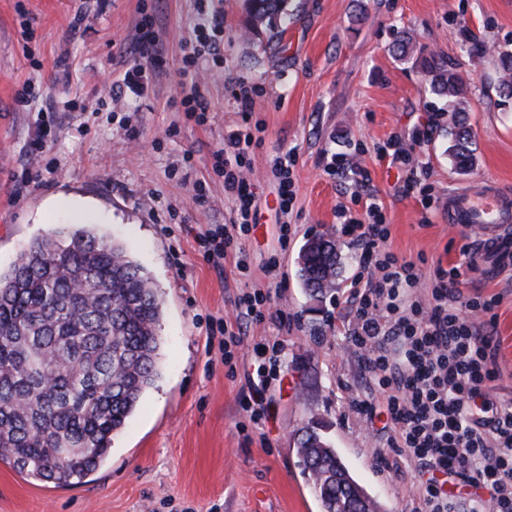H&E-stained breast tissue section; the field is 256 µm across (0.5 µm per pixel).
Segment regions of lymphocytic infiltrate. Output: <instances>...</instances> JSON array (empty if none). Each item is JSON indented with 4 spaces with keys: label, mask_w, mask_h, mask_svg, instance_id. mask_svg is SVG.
<instances>
[{
    "label": "lymphocytic infiltrate",
    "mask_w": 512,
    "mask_h": 512,
    "mask_svg": "<svg viewBox=\"0 0 512 512\" xmlns=\"http://www.w3.org/2000/svg\"><path fill=\"white\" fill-rule=\"evenodd\" d=\"M154 26V15H145L129 48L134 58L123 75V93L145 96L154 68L163 61ZM259 143L246 121L228 130L223 147L212 154V168L223 176L234 208L228 224L215 226L201 239L210 261L239 250L256 221L249 155ZM337 217L341 234L362 259L345 299L346 333L364 355L394 447L422 476V512H512V401L490 398L501 376L493 301L463 298L456 267H436L431 286L419 293L427 259H407L388 249L390 228L375 197H367L363 217L342 209ZM269 314V293L258 289L243 295L234 318L225 320L224 333L230 343H241L243 323H263ZM282 358L280 342H272L243 399L252 421L264 414L261 383ZM450 477L488 489L490 495L449 493Z\"/></svg>",
    "instance_id": "f902f5d3"
}]
</instances>
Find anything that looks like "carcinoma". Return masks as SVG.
<instances>
[{
  "mask_svg": "<svg viewBox=\"0 0 512 512\" xmlns=\"http://www.w3.org/2000/svg\"><path fill=\"white\" fill-rule=\"evenodd\" d=\"M288 0H247L270 30L288 25ZM403 61L419 66L432 94L462 112L464 87L448 63L397 40ZM499 88L512 98V54L499 57ZM456 166H472L464 118L450 130ZM336 240L311 239L299 252L310 301L321 304L339 275ZM162 313L150 274L124 244L94 227L59 224L32 239L0 270V462L35 480L65 486L94 472L157 375ZM321 512H346L349 498L376 501L355 479L319 424L296 443Z\"/></svg>",
  "mask_w": 512,
  "mask_h": 512,
  "instance_id": "cac0c4a2",
  "label": "carcinoma"
}]
</instances>
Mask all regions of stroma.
I'll return each instance as SVG.
<instances>
[{
    "label": "stroma",
    "mask_w": 512,
    "mask_h": 512,
    "mask_svg": "<svg viewBox=\"0 0 512 512\" xmlns=\"http://www.w3.org/2000/svg\"><path fill=\"white\" fill-rule=\"evenodd\" d=\"M146 6L164 61L146 96L109 102ZM220 7L224 66L216 72L209 55L198 60L212 109L200 127L179 110V66L201 21L197 0H0V267L68 215L122 241L163 299L159 375L99 468L58 487L0 463V512H321L295 451L313 421L381 512H420L415 466L399 457L382 421L358 411L369 394L363 355L337 332L360 252L338 235L336 210L361 215L366 186L391 224L390 249L426 257L422 286L435 267L456 265L464 295L496 299L502 375L491 398L512 400V272L485 256L464 266L462 251L475 240L447 219L452 191L487 179L512 188V100L498 82L499 56L512 52V0H288V27L274 36L254 25L245 0ZM403 34L462 78L471 169L459 170L446 153L455 119L447 100L395 57ZM240 79L255 85L252 118L264 127L250 158L260 210L243 242L244 274L234 258L206 261L197 243L233 209L211 155L241 120ZM26 83L36 93L31 112L14 102ZM42 134L51 148L31 160L28 144ZM390 142L414 146L426 162L424 188L407 187L403 169L380 159ZM290 151L297 199L284 218L271 165ZM329 233L341 271L313 312L296 261L306 240ZM273 256L282 287L271 307L288 313V329L252 324L242 344L225 346L211 325L232 317L243 293L267 285ZM273 338L285 357L263 390L266 414L253 422L241 398ZM382 455L390 467L378 465Z\"/></svg>",
    "instance_id": "obj_1"
}]
</instances>
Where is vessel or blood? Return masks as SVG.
<instances>
[{
  "mask_svg": "<svg viewBox=\"0 0 512 512\" xmlns=\"http://www.w3.org/2000/svg\"><path fill=\"white\" fill-rule=\"evenodd\" d=\"M448 221L480 232L483 253H500L512 242V190L494 182L462 189L448 198Z\"/></svg>",
  "mask_w": 512,
  "mask_h": 512,
  "instance_id": "obj_1",
  "label": "vessel or blood"
}]
</instances>
